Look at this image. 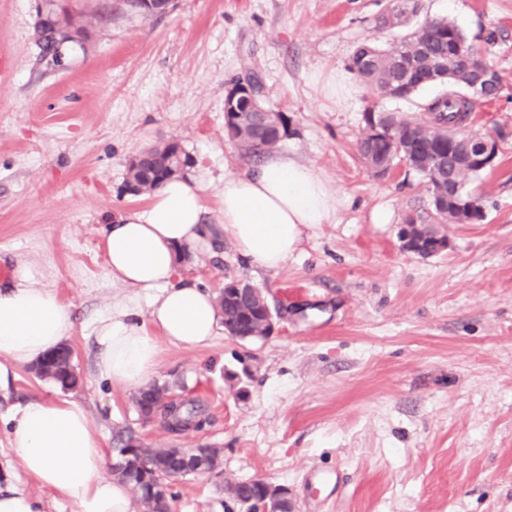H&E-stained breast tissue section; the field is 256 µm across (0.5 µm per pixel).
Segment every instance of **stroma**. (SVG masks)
Listing matches in <instances>:
<instances>
[{"label": "stroma", "instance_id": "35a3bbf8", "mask_svg": "<svg viewBox=\"0 0 512 512\" xmlns=\"http://www.w3.org/2000/svg\"><path fill=\"white\" fill-rule=\"evenodd\" d=\"M390 6L177 0L146 20L124 0H0V265L70 306L80 376L64 391L18 368L0 393V470L13 459V408L65 397L86 405L104 450L125 427L152 447L220 449L221 476L178 481L172 512H226L224 480L258 478L287 487L295 512H512V0H413L405 24L380 26ZM48 8L84 29L54 58L36 29ZM428 18L486 48L501 90L475 99L468 129L493 134L500 154L469 183L483 220L447 225L448 250L423 259L401 250L398 231L410 216L434 223L427 184L402 164L374 175L357 142L370 103L415 118L440 89L384 98L348 63L357 44L387 45ZM254 74L290 120L279 155L331 186L336 215L304 229L275 270L229 238L178 263L176 280L213 294L252 283L283 316L251 342H160L154 380L210 418L174 434L142 422L134 389L97 371L92 322L125 294L106 274L101 230L146 207L126 191L127 166L167 140L193 157L187 175L216 223L225 174L252 167L224 130L225 88ZM320 472L333 479L312 490Z\"/></svg>", "mask_w": 512, "mask_h": 512}]
</instances>
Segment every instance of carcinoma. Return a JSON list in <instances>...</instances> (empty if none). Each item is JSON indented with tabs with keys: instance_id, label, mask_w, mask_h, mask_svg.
<instances>
[{
	"instance_id": "obj_1",
	"label": "carcinoma",
	"mask_w": 512,
	"mask_h": 512,
	"mask_svg": "<svg viewBox=\"0 0 512 512\" xmlns=\"http://www.w3.org/2000/svg\"><path fill=\"white\" fill-rule=\"evenodd\" d=\"M407 6L404 0H397L389 9L387 26L395 27L406 22ZM55 20L47 15L39 20L38 33L42 51L56 56L65 40L53 37ZM462 53L483 55L464 36L462 31L445 18L428 19L412 33L404 36L386 48L379 49L369 43L358 45L349 59V68L362 81L376 87L382 96L392 99H406L420 88L419 81L409 74L407 65L411 63L432 64L445 62L448 67L457 65ZM473 102H461L457 93L441 94L426 106L425 119H410L395 112H383L371 106L363 114L366 134L359 141V154L366 164L381 162L392 166L405 159L396 153L395 143L390 136L377 138L371 134L373 124L386 129L412 128L413 138L426 154L427 164L410 166L427 182L431 194L436 197L448 196V187L459 190L465 206L469 208V223L482 219V201L479 196L467 189L471 178L482 170L468 165L464 159L465 143L460 142L448 149V134L461 127ZM271 111L264 106V112L239 109L231 125L234 138L241 145L242 158L257 161L274 151L282 142L265 120L264 113ZM189 154L184 148L175 147L165 141L147 150L143 159V169L130 173V177L142 183V190L152 192L159 189L169 177L164 175L167 167H176L185 161ZM217 303L221 310L224 326L242 341L269 336V326L264 310L254 302L251 295H242L233 290L231 283H225L224 292L218 294ZM39 377L55 382L62 389H71L79 378L73 364L72 350L64 346L52 351V356L36 364ZM169 384L153 383L139 390L144 398L156 402L154 416L163 420L171 433H181L193 429L201 431L209 425V418L195 401L190 399H168ZM115 465L112 475L127 485L133 486L139 494V504L148 512H170L175 494L170 492L172 484L180 478L194 475L183 467V457L190 454L189 448H152L135 442L130 429L120 431L113 437ZM262 480L247 482L224 481L233 494L239 508L245 509L261 500Z\"/></svg>"
}]
</instances>
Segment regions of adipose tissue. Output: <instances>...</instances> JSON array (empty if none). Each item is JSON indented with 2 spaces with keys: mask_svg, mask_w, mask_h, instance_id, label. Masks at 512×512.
I'll use <instances>...</instances> for the list:
<instances>
[{
  "mask_svg": "<svg viewBox=\"0 0 512 512\" xmlns=\"http://www.w3.org/2000/svg\"><path fill=\"white\" fill-rule=\"evenodd\" d=\"M218 223L204 221L203 188L180 177L152 192L146 209L125 211L102 231L106 271L126 295L92 328L97 367L120 386L145 383L158 360V339L199 348L219 329L213 295L174 283L179 248L205 251L232 238L241 256L276 269L296 251L302 231L331 223L336 195L307 164L275 156L244 173H228ZM146 311L152 325L133 321ZM75 329L69 306L50 288H34L27 272L0 289V390L16 368L64 345ZM9 443L21 471L70 502L73 512H137L128 488L106 468L105 453L77 400L41 399L20 405Z\"/></svg>",
  "mask_w": 512,
  "mask_h": 512,
  "instance_id": "1",
  "label": "adipose tissue"
}]
</instances>
